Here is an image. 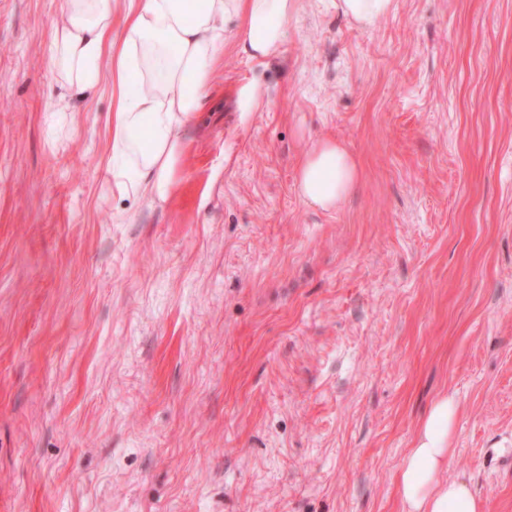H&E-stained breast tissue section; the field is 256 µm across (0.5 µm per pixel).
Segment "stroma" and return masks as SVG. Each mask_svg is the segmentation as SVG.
Masks as SVG:
<instances>
[{"label":"stroma","instance_id":"stroma-1","mask_svg":"<svg viewBox=\"0 0 512 512\" xmlns=\"http://www.w3.org/2000/svg\"><path fill=\"white\" fill-rule=\"evenodd\" d=\"M64 0H0V512H402L430 407L512 512V0H299L224 56L171 197L105 180L107 84L54 80ZM332 137L334 211L297 167ZM393 0H336V10L361 27H369L390 10ZM355 158L334 139L312 142L301 158L297 188L309 205L334 211L359 185Z\"/></svg>","mask_w":512,"mask_h":512}]
</instances>
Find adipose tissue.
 I'll use <instances>...</instances> for the list:
<instances>
[{
    "mask_svg": "<svg viewBox=\"0 0 512 512\" xmlns=\"http://www.w3.org/2000/svg\"><path fill=\"white\" fill-rule=\"evenodd\" d=\"M298 0H130L120 39H112L110 0H65L67 19L49 33L52 71L86 89L107 82L112 93L107 173L124 198L165 201L183 153L181 131L196 121L224 55V22L242 21L238 44L263 60L288 39ZM360 182L355 158L336 140L305 150L297 188L309 205L336 210ZM458 405L434 403L400 474L404 512H483L469 482L448 475Z\"/></svg>",
    "mask_w": 512,
    "mask_h": 512,
    "instance_id": "1",
    "label": "adipose tissue"
}]
</instances>
